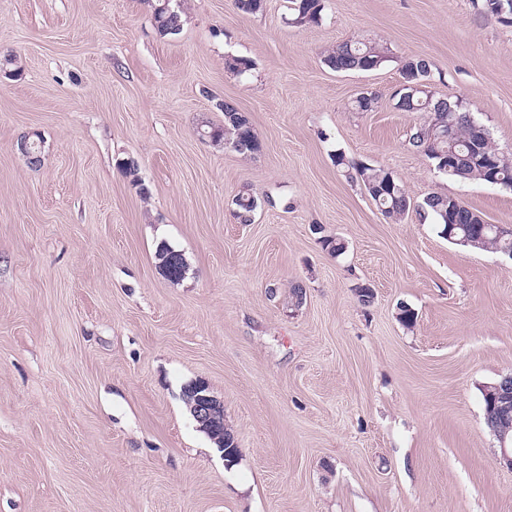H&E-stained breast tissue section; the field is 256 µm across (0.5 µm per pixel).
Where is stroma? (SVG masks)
<instances>
[{"mask_svg": "<svg viewBox=\"0 0 512 512\" xmlns=\"http://www.w3.org/2000/svg\"><path fill=\"white\" fill-rule=\"evenodd\" d=\"M288 18L287 0H187L163 37L148 0H0V60L20 70L0 72V512H512L482 399L512 372V259L416 209L438 193L512 228V191L439 174L394 98L423 57L434 95L512 157V24L484 0H325L320 23ZM353 36L386 61L328 68ZM232 55L251 70L227 71ZM366 91L375 109L353 110ZM227 100L260 151L200 138ZM34 135L36 165L19 149ZM337 153L392 172L414 209L386 218ZM163 242L190 266L180 281L156 267ZM197 379L236 462L186 407ZM236 206L235 217L242 224L252 223L258 208V199L248 192L239 193L234 202Z\"/></svg>", "mask_w": 512, "mask_h": 512, "instance_id": "35a3bbf8", "label": "stroma"}]
</instances>
